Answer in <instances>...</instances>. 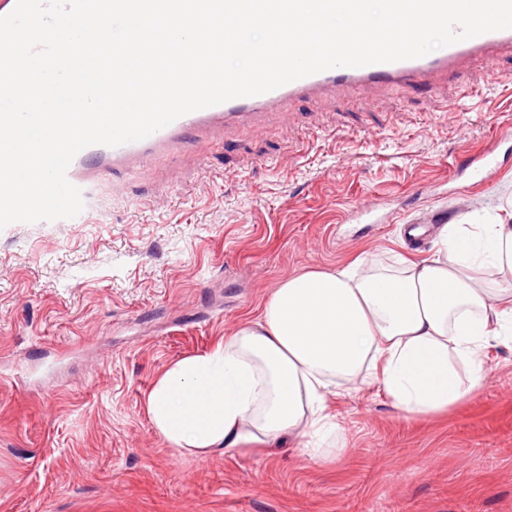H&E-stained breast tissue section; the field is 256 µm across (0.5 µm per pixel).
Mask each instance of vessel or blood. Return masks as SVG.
I'll list each match as a JSON object with an SVG mask.
<instances>
[{
	"label": "vessel or blood",
	"mask_w": 512,
	"mask_h": 512,
	"mask_svg": "<svg viewBox=\"0 0 512 512\" xmlns=\"http://www.w3.org/2000/svg\"><path fill=\"white\" fill-rule=\"evenodd\" d=\"M504 50L512 51V29L487 32L454 43L446 46L440 56L426 55L392 63L328 69L260 95L236 98L191 112L140 141L116 147L89 146L73 159L66 177L86 195L108 171L134 169L141 172L154 159L176 153L182 147L183 136L187 132L202 133L255 120L268 112L288 109L297 99L339 88L366 85L407 87L429 83L448 75L462 64L481 63Z\"/></svg>",
	"instance_id": "1"
}]
</instances>
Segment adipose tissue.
Segmentation results:
<instances>
[{"label":"adipose tissue","mask_w":512,"mask_h":512,"mask_svg":"<svg viewBox=\"0 0 512 512\" xmlns=\"http://www.w3.org/2000/svg\"><path fill=\"white\" fill-rule=\"evenodd\" d=\"M512 342V208L489 224H442L430 254L282 281L213 351L171 364L146 396L173 447L241 452L298 436L316 458L338 442L328 397L378 386L409 417L480 390L489 347Z\"/></svg>","instance_id":"adipose-tissue-1"}]
</instances>
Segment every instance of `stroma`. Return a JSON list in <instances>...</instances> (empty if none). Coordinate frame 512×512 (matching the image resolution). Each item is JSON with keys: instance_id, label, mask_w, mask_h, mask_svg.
<instances>
[{"instance_id": "1", "label": "stroma", "mask_w": 512, "mask_h": 512, "mask_svg": "<svg viewBox=\"0 0 512 512\" xmlns=\"http://www.w3.org/2000/svg\"><path fill=\"white\" fill-rule=\"evenodd\" d=\"M512 52L421 87L339 89L114 171L65 224L0 229V512H512V344L447 415L345 384L324 458L180 452L145 397L278 284L363 257L420 259L408 224L482 221L512 198ZM493 151L483 177L469 158ZM365 202L369 214L354 218Z\"/></svg>"}]
</instances>
